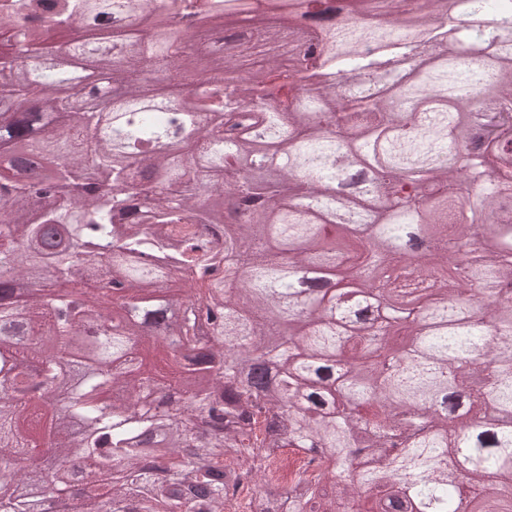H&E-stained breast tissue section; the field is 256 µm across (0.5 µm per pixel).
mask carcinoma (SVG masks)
<instances>
[{
  "mask_svg": "<svg viewBox=\"0 0 512 512\" xmlns=\"http://www.w3.org/2000/svg\"><path fill=\"white\" fill-rule=\"evenodd\" d=\"M371 2L268 0L309 43L335 33L286 66L253 45L275 20L224 42L250 0L0 3V143L25 145L0 156V512H225V461L262 480L291 448L322 468L251 512H512V47L475 70L448 50L483 0L446 22L445 0ZM113 10L149 34L87 33ZM413 33L438 54L380 90ZM61 55L110 73L108 111L59 94ZM355 157L374 176L338 195ZM411 227L414 279L452 278L402 310L406 281L377 273Z\"/></svg>",
  "mask_w": 512,
  "mask_h": 512,
  "instance_id": "carcinoma-1",
  "label": "carcinoma"
}]
</instances>
